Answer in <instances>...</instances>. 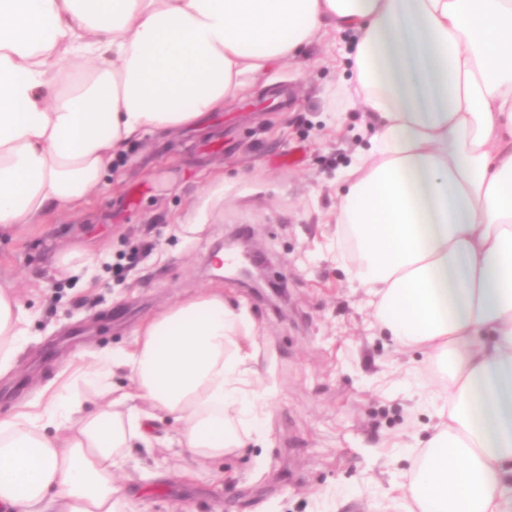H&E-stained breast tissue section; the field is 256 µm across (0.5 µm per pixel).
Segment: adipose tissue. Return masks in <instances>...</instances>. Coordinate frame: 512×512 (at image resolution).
<instances>
[{"instance_id":"ef3b65f1","label":"adipose tissue","mask_w":512,"mask_h":512,"mask_svg":"<svg viewBox=\"0 0 512 512\" xmlns=\"http://www.w3.org/2000/svg\"><path fill=\"white\" fill-rule=\"evenodd\" d=\"M324 28L355 35L376 124L336 235L378 327L443 381L410 512H512V0H0V232L82 201L129 141L197 126ZM29 323L0 286V375ZM251 328L202 292L0 418V512H136L114 473L161 416L194 458L242 448L268 394Z\"/></svg>"}]
</instances>
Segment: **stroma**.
<instances>
[{
	"instance_id": "obj_1",
	"label": "stroma",
	"mask_w": 512,
	"mask_h": 512,
	"mask_svg": "<svg viewBox=\"0 0 512 512\" xmlns=\"http://www.w3.org/2000/svg\"><path fill=\"white\" fill-rule=\"evenodd\" d=\"M348 32H318L203 124L128 143L96 195L0 234V285L23 291L30 341L0 376V418L61 372L125 348L171 304L220 288L253 323L271 388L261 440L208 467L151 424L115 475L137 512H405L441 382L417 349L377 335L351 251L336 245L340 178L375 126L354 93ZM244 234L275 289L208 269ZM80 249L82 273L59 270Z\"/></svg>"
}]
</instances>
